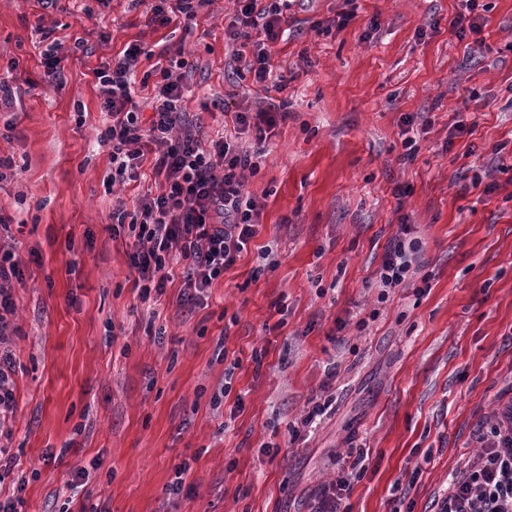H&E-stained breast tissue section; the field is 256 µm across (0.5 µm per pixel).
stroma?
I'll return each instance as SVG.
<instances>
[{"label":"stroma","mask_w":512,"mask_h":512,"mask_svg":"<svg viewBox=\"0 0 512 512\" xmlns=\"http://www.w3.org/2000/svg\"><path fill=\"white\" fill-rule=\"evenodd\" d=\"M483 2L485 26L461 41L460 0H355V20L327 35L312 23L344 0H298L272 49L288 120L245 183L263 206L259 232L191 308L178 267L162 294L138 297L134 237L112 227L158 180L146 163L109 185L93 71L136 40L156 53L183 44L187 112L208 138L234 135L225 94L246 106L260 91L232 75L231 0H210L187 30L147 26L130 0H70L64 12L0 0L15 95L0 114L13 124L0 139L13 163L0 216L25 261L4 445L17 464L0 489L28 477L18 512H312L352 448L369 465L344 512H430L475 453L477 422L512 398V0ZM48 40L58 86L42 80ZM422 112L432 124L401 163L404 119ZM476 172L491 192L470 188ZM404 215L431 289L381 304L368 283ZM332 364V404L302 426ZM183 463L192 490L169 495ZM77 468L88 476L73 490Z\"/></svg>","instance_id":"1"}]
</instances>
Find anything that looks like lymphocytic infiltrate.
<instances>
[{
	"instance_id": "f902f5d3",
	"label": "lymphocytic infiltrate",
	"mask_w": 512,
	"mask_h": 512,
	"mask_svg": "<svg viewBox=\"0 0 512 512\" xmlns=\"http://www.w3.org/2000/svg\"><path fill=\"white\" fill-rule=\"evenodd\" d=\"M234 16L224 29L234 62L258 88H266L272 73L271 49L288 25L296 0H233ZM207 0H149V25L165 27L174 20L192 24ZM152 51L129 44L111 62L95 69L94 77L110 123L99 141L112 158V181L133 179L145 161H152L159 191L142 199L130 215L128 229L135 241L128 254L136 273L141 301L163 292L175 264H182L183 289L179 303L199 304L212 282L232 267L257 235L261 207L245 189V176L257 173L262 152L275 129L288 118L282 93L287 79L274 87L279 102L259 99L254 106L234 112L239 132L250 134L256 150L228 139H208L198 120L183 106L182 58L168 65L153 63L156 80L150 100L152 116L143 119L142 106L132 87L142 60ZM423 244L413 225L400 223L388 242L373 285L378 302H386L398 288L427 290L420 276ZM24 261L12 245L0 244V437L12 433L17 362L10 346L17 332L12 290L21 282ZM477 452L465 468L448 477V491L433 512H512V399L500 403L480 421L474 433Z\"/></svg>"
}]
</instances>
